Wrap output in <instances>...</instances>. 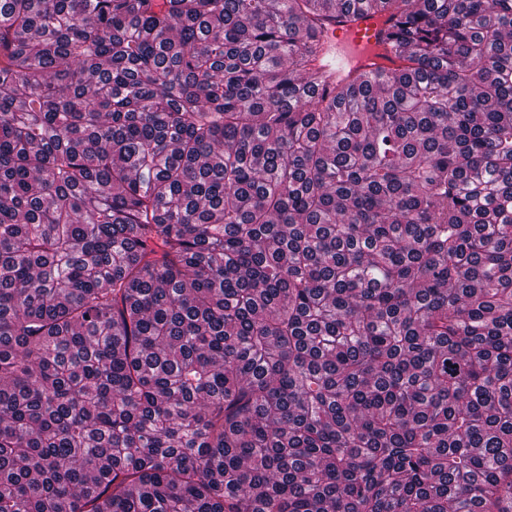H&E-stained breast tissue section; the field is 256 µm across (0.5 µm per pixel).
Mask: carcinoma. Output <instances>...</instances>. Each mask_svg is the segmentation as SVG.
Wrapping results in <instances>:
<instances>
[{"instance_id": "obj_1", "label": "carcinoma", "mask_w": 512, "mask_h": 512, "mask_svg": "<svg viewBox=\"0 0 512 512\" xmlns=\"http://www.w3.org/2000/svg\"><path fill=\"white\" fill-rule=\"evenodd\" d=\"M0 512H512V0H0ZM331 23L328 38L336 46L346 40L351 51L336 50L327 58L324 69L332 78L351 75L356 70L388 71L399 64L387 45V35L392 31L388 16L371 13L340 15Z\"/></svg>"}]
</instances>
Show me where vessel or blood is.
Masks as SVG:
<instances>
[{
	"instance_id": "1",
	"label": "vessel or blood",
	"mask_w": 512,
	"mask_h": 512,
	"mask_svg": "<svg viewBox=\"0 0 512 512\" xmlns=\"http://www.w3.org/2000/svg\"><path fill=\"white\" fill-rule=\"evenodd\" d=\"M392 24L387 16L371 13L341 15L332 22L330 41L348 42L350 51L336 52L327 59L326 71L343 77L355 71H388L396 67L397 58L387 45Z\"/></svg>"
}]
</instances>
